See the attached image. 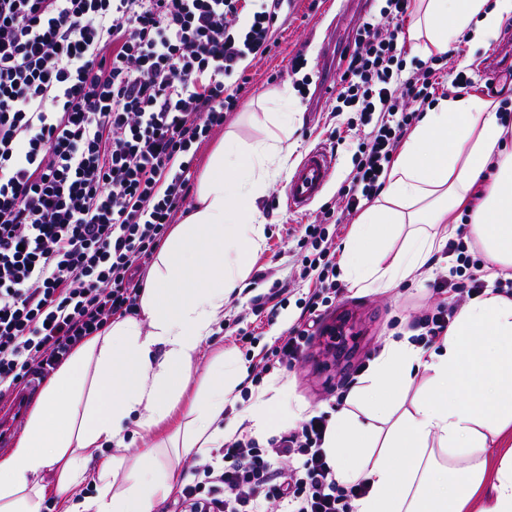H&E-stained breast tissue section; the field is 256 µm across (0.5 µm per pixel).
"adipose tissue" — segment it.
Segmentation results:
<instances>
[{
	"mask_svg": "<svg viewBox=\"0 0 512 512\" xmlns=\"http://www.w3.org/2000/svg\"><path fill=\"white\" fill-rule=\"evenodd\" d=\"M510 18L512 0H418L407 35L428 57L466 34L490 43ZM276 100L283 109L264 113L263 138L232 135L215 149L137 314L88 337L50 379L0 459V512H41L47 496L67 497L90 475L96 494L83 512H157L182 484L178 458L210 460L233 434L224 408L246 369L230 362L212 368L206 392L166 438H153L263 242L258 199L287 160L283 141L298 113L290 96ZM504 134L492 102L440 100L404 140L343 247L352 287L394 288L428 267L457 231L449 213L469 205L470 232L488 259V288L459 311L440 351L393 342L351 397L365 413L333 415L323 448L336 478L368 487L355 512H512V298L493 288L512 271ZM422 370L430 378L413 389ZM135 414L152 441L131 462L125 430Z\"/></svg>",
	"mask_w": 512,
	"mask_h": 512,
	"instance_id": "adipose-tissue-1",
	"label": "adipose tissue"
}]
</instances>
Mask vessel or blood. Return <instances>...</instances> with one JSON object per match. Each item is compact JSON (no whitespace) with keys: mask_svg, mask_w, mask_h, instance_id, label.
Masks as SVG:
<instances>
[{"mask_svg":"<svg viewBox=\"0 0 512 512\" xmlns=\"http://www.w3.org/2000/svg\"><path fill=\"white\" fill-rule=\"evenodd\" d=\"M335 164V155L322 147L305 155L288 184L286 204L289 211L305 210L320 196L331 178ZM35 391V386H28L26 391L13 395L8 411H0V446L8 443L15 425L24 417L29 399Z\"/></svg>","mask_w":512,"mask_h":512,"instance_id":"1","label":"vessel or blood"}]
</instances>
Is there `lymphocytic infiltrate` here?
Returning a JSON list of instances; mask_svg holds the SVG:
<instances>
[{"label": "lymphocytic infiltrate", "instance_id": "lymphocytic-infiltrate-1", "mask_svg": "<svg viewBox=\"0 0 512 512\" xmlns=\"http://www.w3.org/2000/svg\"><path fill=\"white\" fill-rule=\"evenodd\" d=\"M288 0H0V397L47 377L86 337L137 304L140 274L188 203L196 148L248 92L246 60L271 49ZM410 0H382L343 54L336 102L370 131L353 155L342 210L323 205L292 235L297 322L253 365V381L304 354L321 309L342 288L341 220L380 192L393 154L436 100L440 77L471 85L469 69L428 66L398 80L394 21ZM474 242L449 241L456 264L432 285L413 341L442 339L458 299L486 288ZM326 415L270 440L225 442L197 464L175 512H352L362 485L340 486L323 444Z\"/></svg>", "mask_w": 512, "mask_h": 512}]
</instances>
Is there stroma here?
I'll return each mask as SVG.
<instances>
[{
	"label": "stroma",
	"instance_id": "1",
	"mask_svg": "<svg viewBox=\"0 0 512 512\" xmlns=\"http://www.w3.org/2000/svg\"><path fill=\"white\" fill-rule=\"evenodd\" d=\"M339 0H289L287 19L278 21L267 55L249 63V91L237 108L227 114L223 127L215 129L197 153V167H205L208 158L227 131L254 140L262 132L246 119L259 96L267 91H287L297 102L300 115L293 124L289 141L294 146L279 178L272 182L259 200L264 219V241L253 257L252 269L268 270L265 283L254 285L242 280L241 291L232 296L224 308V320L203 343L189 390L197 392L206 384L212 365L221 360L249 365V353L270 347L299 317V298L305 297L309 285L297 280L293 244L289 229L311 222L313 213L294 214L285 202L288 179L310 149L322 146L334 151L336 166L321 197L322 202H337L339 189L353 168L356 144L367 132L358 113L336 112L332 97L319 96L316 82L327 55L332 33L350 37L352 29L339 23ZM304 54L307 65L303 73H291L290 59ZM494 53L493 45L476 46L468 38L459 39L448 51L449 61L469 66L472 93L484 99L502 102L512 99V74L490 81L486 64ZM454 258H436L431 269L419 279L388 291L344 288L334 304L323 313L318 331L308 342L302 358L294 366L273 372L260 384L240 383L233 407L224 414L225 421H240V433L253 437L259 445L296 427L304 419L336 409L338 393L352 378L363 377L370 363L396 338L411 335L408 322L431 296V283L437 272L449 270ZM289 284L291 299L279 307L275 316L259 322L252 347H245L233 336L231 326L248 307L253 296L267 292L270 286ZM283 398L286 411L271 429L256 428L242 421L257 398Z\"/></svg>",
	"mask_w": 512,
	"mask_h": 512
}]
</instances>
